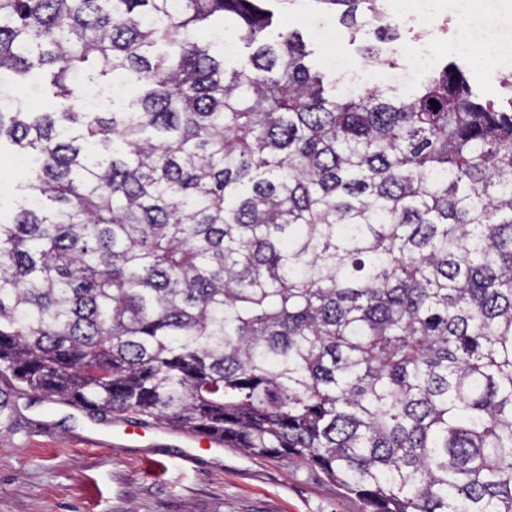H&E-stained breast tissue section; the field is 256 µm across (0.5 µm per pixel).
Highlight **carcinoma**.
<instances>
[{
    "mask_svg": "<svg viewBox=\"0 0 512 512\" xmlns=\"http://www.w3.org/2000/svg\"><path fill=\"white\" fill-rule=\"evenodd\" d=\"M269 22L0 0V150L37 159L0 220V419L25 386L294 460L359 512H512V108L448 66L338 97ZM229 23L251 52L228 71L194 31ZM109 76L135 94L87 110Z\"/></svg>",
    "mask_w": 512,
    "mask_h": 512,
    "instance_id": "carcinoma-1",
    "label": "carcinoma"
}]
</instances>
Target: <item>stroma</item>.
Masks as SVG:
<instances>
[{"instance_id":"35a3bbf8","label":"stroma","mask_w":512,"mask_h":512,"mask_svg":"<svg viewBox=\"0 0 512 512\" xmlns=\"http://www.w3.org/2000/svg\"><path fill=\"white\" fill-rule=\"evenodd\" d=\"M262 7L272 15V29L299 30L320 65L340 56L358 71L368 64L414 69L410 26H398L396 38L381 44L373 27L351 35L338 12L316 0H264ZM439 9L450 20L468 17L471 26L436 32V66L457 61L474 91L507 96L503 74L457 57L454 44L462 37L488 44L512 37V0H441ZM369 45L378 46L377 57L362 54ZM11 402L12 424L0 430V512H355L337 486L282 458L228 448L186 465L179 459L183 434L169 427L95 448L85 438L101 425L87 414L31 391Z\"/></svg>"}]
</instances>
